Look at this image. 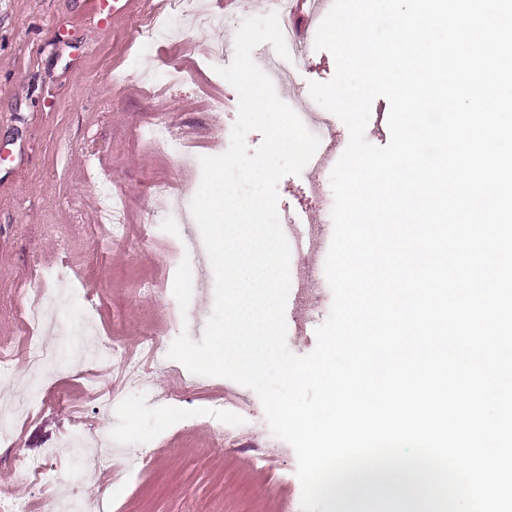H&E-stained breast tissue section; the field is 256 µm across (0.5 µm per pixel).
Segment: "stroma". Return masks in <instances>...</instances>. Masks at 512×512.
I'll list each match as a JSON object with an SVG mask.
<instances>
[{
  "label": "stroma",
  "instance_id": "stroma-1",
  "mask_svg": "<svg viewBox=\"0 0 512 512\" xmlns=\"http://www.w3.org/2000/svg\"><path fill=\"white\" fill-rule=\"evenodd\" d=\"M219 24L201 26L176 17L174 0H130L126 13L98 24L90 0H0V342L25 337L56 347L66 359L49 388L69 389L74 409L44 406L15 432L16 445H0V490L36 501L60 488L92 500L109 498L111 512H301L302 485L293 448L267 422L248 425L216 446L219 426L238 423L239 409L264 408L250 388L223 377L199 376L185 365L154 377L150 394H126L113 410H99L91 389H111L118 363H81V352L105 342L138 349L154 337L169 350L181 331L201 340L213 313L215 276L196 223L150 222L152 187L166 182L172 194L198 190L199 159L219 155L231 141L238 115L236 90L204 53L243 19L262 14L258 0H196ZM172 17L174 35L144 44L135 22ZM335 74L326 51L308 49L279 97L292 109L320 112L309 85ZM224 100L211 112L212 98ZM162 123L182 140L184 155L145 144L140 134ZM311 167L278 184V205L315 216L304 192ZM110 179L122 201L124 233L113 239L100 223L98 183ZM189 260L197 271L187 310L173 294L177 268ZM63 269L66 279L49 278ZM53 289L58 316L42 331L14 314L19 294L34 285ZM333 302L329 284L316 297L289 298L286 309L307 314L303 332L287 330L297 355L312 352L316 329ZM107 439L124 450L151 452L148 467L127 475L120 459L111 473L83 461V482L64 445L69 433ZM54 451L43 486L19 478L18 457Z\"/></svg>",
  "mask_w": 512,
  "mask_h": 512
}]
</instances>
